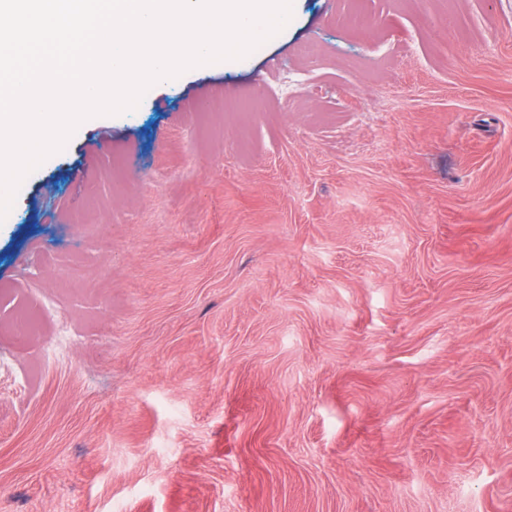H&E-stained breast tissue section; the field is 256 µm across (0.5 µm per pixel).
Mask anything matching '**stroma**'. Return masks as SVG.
<instances>
[{
	"mask_svg": "<svg viewBox=\"0 0 512 512\" xmlns=\"http://www.w3.org/2000/svg\"><path fill=\"white\" fill-rule=\"evenodd\" d=\"M1 288L0 512H512V0H293L30 173Z\"/></svg>",
	"mask_w": 512,
	"mask_h": 512,
	"instance_id": "35a3bbf8",
	"label": "stroma"
}]
</instances>
